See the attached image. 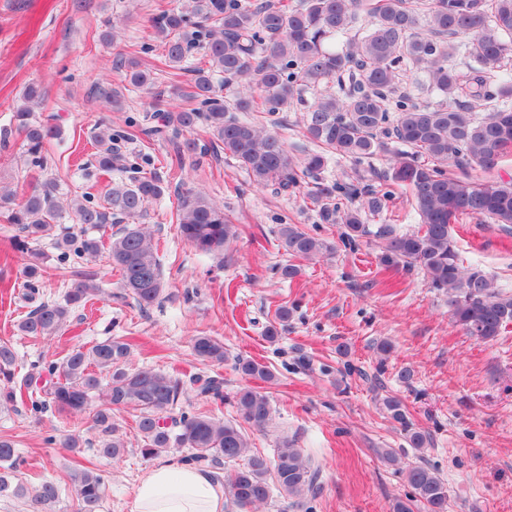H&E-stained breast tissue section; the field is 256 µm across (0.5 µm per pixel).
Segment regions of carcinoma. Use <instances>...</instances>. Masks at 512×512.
<instances>
[{
    "label": "carcinoma",
    "instance_id": "1",
    "mask_svg": "<svg viewBox=\"0 0 512 512\" xmlns=\"http://www.w3.org/2000/svg\"><path fill=\"white\" fill-rule=\"evenodd\" d=\"M153 26L160 62L173 69L174 94L191 106L144 116L143 123L133 124L132 136L159 134L174 123L179 168L187 157L222 151L261 187L286 191L311 178L322 221L344 224L341 241L354 247L358 239L373 236L382 269L402 266L423 272L430 287L448 293L452 319L466 334L493 341L512 326V291L477 267L463 268L450 231V225L469 218L512 225V180L489 183L471 175L478 168L493 170L512 153V0H300L292 6L270 0H182L161 10ZM408 64L428 74L439 101L420 103L400 90ZM115 68L122 79L104 97L119 110L125 92L151 86L153 77L131 56H120ZM186 74L190 78L180 80ZM219 86L232 91V99L219 95ZM308 90L318 91L310 104L304 99ZM41 95L38 87L26 89L12 125L25 135L27 166L44 169L43 147L56 129L34 119L31 104ZM297 106L305 112L308 137L320 147L299 157L268 130L275 116ZM240 112H260L262 119H241ZM201 125L212 135L207 145L193 137ZM391 143L399 149L383 173L370 168L345 182L322 176L334 156L360 164ZM95 144L96 169L103 174L120 170L126 178L112 184L101 201L89 193L70 199L72 220L97 227L146 215L148 205L164 193L162 182L146 175L137 159L118 151L111 128L97 132ZM396 183L410 190L417 229L402 233L393 224L370 229L366 217L388 206L389 188ZM179 198V232L193 248L220 255L238 238L239 228L223 207L188 188ZM342 199L359 205L343 210ZM0 206L10 209L20 248L51 235L62 218L60 187L52 179L30 185L19 203L11 191H0ZM277 240L289 255L306 260L336 250L296 224L279 225ZM57 246L66 249L62 260L68 267L62 278L70 288L63 301L42 302L19 323L27 336L60 332L73 309L101 292L84 261L106 248L102 241L86 234L65 236ZM106 249L121 275V288L140 305L153 304L162 281L150 233L125 227L112 235ZM289 317L288 307L276 309L266 330L268 341H277L279 327H287ZM191 349L201 361L224 362V345L211 336L193 337ZM130 350L124 340L109 337L29 374L15 388V352L0 344V375L10 383L0 391V401L15 403L17 390L28 392L40 383L58 415L92 411L99 431L96 455L106 459L125 451L112 411L129 407L137 412L143 455L187 448L188 463L232 466L224 475V492L242 512H256L275 490L291 503L305 505L317 471L301 450L289 440L280 443L271 459L252 450L248 431L264 432L272 420L266 395L248 387L236 393L239 423L179 412L190 390L224 402L223 378L199 373L173 378L145 367L130 372L124 367ZM236 368L254 379L273 378L267 366L252 359H238ZM383 405L403 427L411 447H427V435L414 427L400 399L387 396ZM15 469L13 444L0 440V493L23 500L26 512H50L60 485L46 480L31 494L14 482ZM405 478L412 492L396 500L392 512H414L418 505L425 512H448V486L434 469L416 465ZM71 481L76 512H100L105 484L97 469L78 463Z\"/></svg>",
    "mask_w": 512,
    "mask_h": 512
}]
</instances>
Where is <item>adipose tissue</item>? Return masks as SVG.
Masks as SVG:
<instances>
[{
    "label": "adipose tissue",
    "instance_id": "ef3b65f1",
    "mask_svg": "<svg viewBox=\"0 0 512 512\" xmlns=\"http://www.w3.org/2000/svg\"><path fill=\"white\" fill-rule=\"evenodd\" d=\"M224 485L207 468L172 463L141 476L130 512H225Z\"/></svg>",
    "mask_w": 512,
    "mask_h": 512
}]
</instances>
